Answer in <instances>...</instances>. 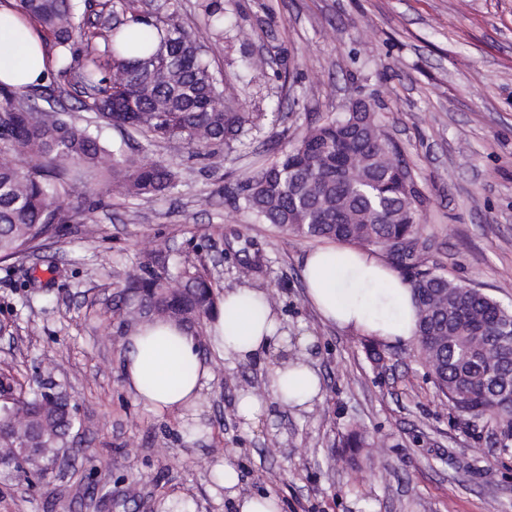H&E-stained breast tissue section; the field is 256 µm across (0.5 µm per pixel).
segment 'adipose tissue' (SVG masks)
I'll return each instance as SVG.
<instances>
[{"label": "adipose tissue", "instance_id": "adipose-tissue-1", "mask_svg": "<svg viewBox=\"0 0 512 512\" xmlns=\"http://www.w3.org/2000/svg\"><path fill=\"white\" fill-rule=\"evenodd\" d=\"M49 64L42 38L17 8L0 6V82L12 86L43 83ZM306 297L322 319L338 328L382 343L415 339L418 308L409 283L384 259L368 249L323 244L305 257ZM209 340L225 358L238 363L257 360L287 342L280 321L259 288L226 290ZM299 339L300 353L280 361L270 374V392L280 403L309 409L322 398V379ZM123 383L148 409L178 412L197 404L212 380L197 337L175 322L157 321L134 328L124 340ZM217 484L235 500L237 512H281L273 494L239 495V474L231 462L218 468Z\"/></svg>", "mask_w": 512, "mask_h": 512}]
</instances>
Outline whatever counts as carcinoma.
<instances>
[{"instance_id":"cac0c4a2","label":"carcinoma","mask_w":512,"mask_h":512,"mask_svg":"<svg viewBox=\"0 0 512 512\" xmlns=\"http://www.w3.org/2000/svg\"><path fill=\"white\" fill-rule=\"evenodd\" d=\"M137 0H16L50 35L56 74L80 94L95 123L144 131L176 153L220 162L250 113L235 108L207 55L224 51V10L204 5L217 37L205 39L177 8L141 10ZM185 172L101 141L28 89L0 83V261L12 260L61 232L67 200L94 180L126 198L172 192ZM236 209L280 233L333 239L384 252L410 284L419 310L418 344L437 389L460 412L489 413L512 426V310L425 265L418 212L424 196L397 145L374 112H348L309 127L239 182ZM124 288L136 298L129 322L145 318L201 324L218 296L195 267L170 264L158 249L144 255ZM75 407L62 391H27L0 374V462L12 470L25 441L37 451L30 471L70 447Z\"/></svg>"}]
</instances>
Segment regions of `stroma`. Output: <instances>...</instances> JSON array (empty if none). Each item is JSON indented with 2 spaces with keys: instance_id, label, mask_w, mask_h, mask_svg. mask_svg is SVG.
<instances>
[{
  "instance_id": "stroma-1",
  "label": "stroma",
  "mask_w": 512,
  "mask_h": 512,
  "mask_svg": "<svg viewBox=\"0 0 512 512\" xmlns=\"http://www.w3.org/2000/svg\"><path fill=\"white\" fill-rule=\"evenodd\" d=\"M217 2L225 50L209 63L253 115L222 165L152 144V159L192 171L174 193L126 199L93 184L88 215L0 263V371L37 388L51 366L77 408L79 449L37 487L0 476V512H235L213 479L227 458L240 492L274 494L281 512H512V431L458 412L417 343L380 344L377 365L370 339L324 324L302 278L315 240L231 204L275 146L366 100L424 195L427 264L512 307V0ZM159 246L217 291L273 293L290 350L315 339L321 401L302 412L272 402L244 422L239 394L266 390L279 355L227 360L201 325L214 378L198 405L159 415L138 402L121 380L119 307L126 275ZM354 429L368 445L353 458L342 443Z\"/></svg>"
}]
</instances>
